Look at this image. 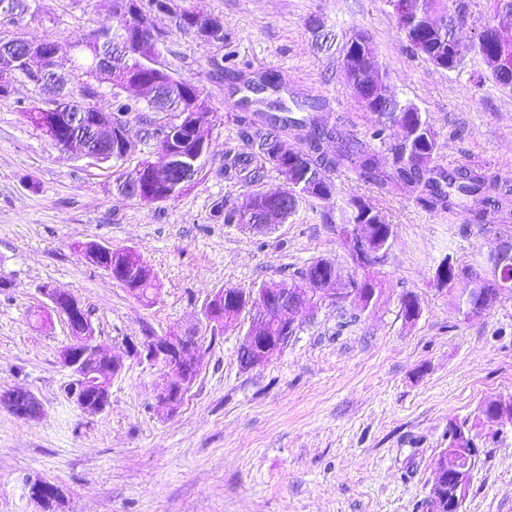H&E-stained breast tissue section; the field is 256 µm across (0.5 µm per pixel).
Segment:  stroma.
<instances>
[{
  "label": "stroma",
  "mask_w": 512,
  "mask_h": 512,
  "mask_svg": "<svg viewBox=\"0 0 512 512\" xmlns=\"http://www.w3.org/2000/svg\"><path fill=\"white\" fill-rule=\"evenodd\" d=\"M112 0H32L19 23H0V40L84 41L112 19ZM191 11L221 20L245 79L277 71L285 101L323 99L341 129L368 138L361 107L340 64L352 34H366L387 72L386 88L427 112L438 134L436 165L466 164L512 185V92L493 83L471 55L456 70L414 56L385 0H166L152 13L158 61L200 89L213 114L201 173L178 197L144 204L121 197L119 173L162 160L149 124L166 112L127 119L131 151L98 162L61 152L24 116L51 94L24 79L0 100V393L31 391L42 413L15 416L0 405V512H34L20 482L46 477L66 494V512H419L448 446L450 421L475 420L481 405L512 394V291L467 318L456 294L512 223H470L417 207L408 191L381 197L343 171L338 196L309 199L265 232L224 223L216 203L241 208L252 188L224 176L227 153L247 142L237 121L242 92L222 74L223 48L176 26ZM363 196L394 226L385 263L354 264L335 219L350 194ZM98 242L137 250L156 281L152 300L131 294L77 246ZM459 271L454 288L433 276L444 257ZM316 260L333 263L339 287L371 276L378 300L363 312L326 302L298 315L295 336L264 365L243 369L237 347L251 309L219 331L202 321L218 290L251 292L290 278ZM77 298L96 340L122 359L109 408L81 415L62 394L59 352L67 320L44 314L41 288ZM421 312L405 320L402 295ZM194 322L204 338L202 371L175 414L159 407L162 369L128 345ZM473 472L466 512H512V434L489 429Z\"/></svg>",
  "instance_id": "stroma-1"
}]
</instances>
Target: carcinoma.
Returning a JSON list of instances; mask_svg holds the SVG:
<instances>
[{"mask_svg":"<svg viewBox=\"0 0 512 512\" xmlns=\"http://www.w3.org/2000/svg\"><path fill=\"white\" fill-rule=\"evenodd\" d=\"M398 0H386L392 10V17L405 39L410 43L412 54L424 59L432 65L437 61L444 62V69H456L470 53L481 57L486 67V74L479 77L478 82L485 80L494 82L504 90L512 91V73H504L496 69L494 57L497 54V37L489 32V27L495 24L496 17L501 14L512 15V0H489L491 13L480 24L472 39L463 42L457 38L458 28L469 24L480 3L477 0H407L408 13L403 14L396 7ZM432 16L438 24L429 26L423 20ZM116 24H105L96 31L98 42L93 45V54H112V43L121 37L122 25L118 14H113ZM210 17L199 13H187L178 20V27L191 28L197 32L203 30ZM206 42L220 45L227 49L224 58L232 62L235 50L232 49L231 37L224 32V27L212 31ZM57 48L62 50L61 57L69 58L71 70L88 76L91 67L89 56H67L63 51L64 45L59 43ZM112 85L122 83L136 77L150 79L153 72L141 68L139 58L130 59L128 64H118L110 72ZM283 77L278 73H267L260 78L257 85L247 84L250 92L256 90L281 87ZM70 97L69 111L83 112L87 103L83 98L91 97L94 91L87 83L83 84L79 95L68 91ZM114 121L125 123L124 116L132 112H169L170 120L163 124H154L150 136L165 143L172 144L174 162L181 168L191 169L190 176H195L201 169L202 163L193 161L192 149L194 142L190 132L182 129L179 117L189 106L198 109L197 115L203 125L212 122L210 112L201 98V91L185 78H178L177 83L169 94L141 105L121 98L120 93H112ZM313 110L310 115L301 118L286 115L288 108L280 105L278 112H253L243 117V123L254 129L248 136L249 152L247 156L235 155L224 164V174L234 171L246 172L248 184L262 182L270 171H275L282 182L272 188L258 191L260 207L270 210H280L279 220L286 221L294 215L303 201L316 198L327 201L337 194V185L328 173L342 169L356 172L358 179L376 189L380 195H390L397 189L405 187L411 191L416 205L427 210L447 212L457 206L466 204L470 207L473 220L478 224L486 222L488 212L499 215L512 213V187L499 180L489 177L477 168L460 166L450 170H441L433 165L434 155L438 150L437 134L427 113L415 105L393 99L389 104L365 106V110L373 114L377 120L376 128L371 137L382 144L389 145L392 154L391 164L385 166L380 159L379 151L369 145L349 138L337 125L330 123V115H316L322 107L316 103L308 104ZM290 128L298 131L300 138L306 144V149L294 152L284 159L275 151L274 140L279 129ZM331 142L334 150L328 152L324 144ZM139 175L141 179L150 181L154 198L167 201L177 197L184 187L176 189L166 185V182L153 178L148 161H143L134 169L123 173L119 178L117 190L126 197V187L129 180ZM216 213L224 214V223L240 224L250 229L258 228L262 217L251 212L250 208L241 210H226L220 205ZM392 239L387 234L369 239L365 244L348 249L354 263L361 268H371L384 262L391 246ZM139 256L125 249H118L96 262V266L118 270L125 266V273L116 275V280L138 297H146L154 290L152 281L144 279L134 283L128 273L138 263ZM324 261L317 260L300 272L299 280L292 283L271 281L264 284L266 288H302L309 283L314 288L327 284V273L321 269ZM480 279L486 288H512V266L493 270L486 276L478 273L471 280ZM353 288L352 303L362 310L370 306V302L378 297L379 283L366 278L351 283ZM472 284H467L458 294V305L483 306L487 299L472 294ZM402 313L407 320H414L420 314V305L416 296L406 294L401 301ZM465 503H453L448 498L436 497L431 504H426V512H465Z\"/></svg>","mask_w":512,"mask_h":512,"instance_id":"1","label":"carcinoma"}]
</instances>
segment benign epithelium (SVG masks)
<instances>
[{
    "mask_svg": "<svg viewBox=\"0 0 512 512\" xmlns=\"http://www.w3.org/2000/svg\"><path fill=\"white\" fill-rule=\"evenodd\" d=\"M140 9L133 3L126 10L124 25L126 35L130 36L140 29ZM499 48L497 56L498 68L509 71L512 69V29L496 26ZM366 38L361 33L353 35L347 42L343 53V67H357ZM52 55L44 42L32 43L17 41L10 50L0 54V88L5 92L12 90L15 82V63L25 62L29 72L42 77L46 66L50 64ZM134 90L136 97L150 102L155 96V86L152 83H126L120 90ZM66 101L57 96L49 101L40 112L27 115L28 121L45 136H53L50 121L54 113L64 109ZM186 127L194 131L198 137L199 149L197 157H202L208 150L207 137L202 135L203 128L197 120L195 110L189 109L182 113ZM72 122H80L89 127L91 133L108 142L119 140L123 148L131 149L126 136V127H116L112 121V113L93 106L87 112H76L69 115ZM373 226L370 224H347L344 227L349 242L354 245L366 242L372 235ZM112 247L97 242H89L80 246L82 256L93 262ZM48 309L64 315L79 308V304L64 301L65 295L49 288L40 289ZM349 298V291L344 288H320L316 291L310 288H282L278 296H273L266 289L260 288L255 292L236 296L229 288L216 291L203 309V317L209 326L222 328L235 321L238 317L239 300L254 307L255 315L252 323L243 336L237 351L241 366L251 369L263 365L271 354L283 349L290 341V334L295 332V315L298 310L310 305L326 301L342 302ZM79 340L64 347L59 358L62 365L68 369L69 378L64 386V394L68 402L86 415L103 413L110 404L112 379L117 377L123 368L122 361L113 357L109 351L94 343V329L87 314L80 317ZM87 343L90 348L80 351L77 345ZM202 348L199 334L194 329L172 330L164 335H150L138 344L130 345V353L140 362L149 365L159 364L163 367V386L158 394L159 400L168 412H175L185 397L192 391L201 371V364L194 358L195 352ZM96 388L103 399L91 405L83 396L84 390ZM473 436H464L459 446L447 449L438 457L434 468L438 475L448 477V485L452 486L457 502L466 498L470 477L473 471L471 447Z\"/></svg>",
    "mask_w": 512,
    "mask_h": 512,
    "instance_id": "7a95c632",
    "label": "benign epithelium"
}]
</instances>
